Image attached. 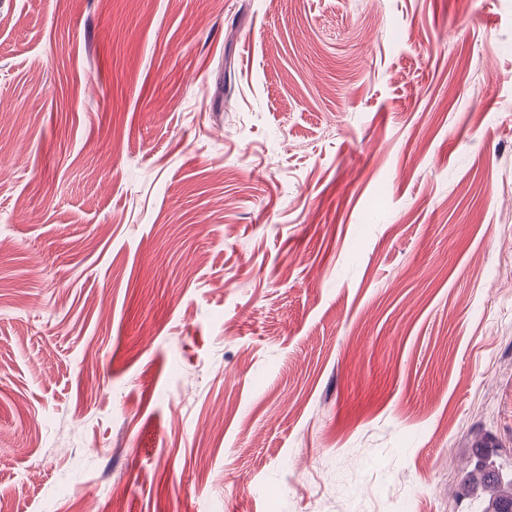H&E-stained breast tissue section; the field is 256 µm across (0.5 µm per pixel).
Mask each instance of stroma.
<instances>
[{
    "instance_id": "1",
    "label": "stroma",
    "mask_w": 512,
    "mask_h": 512,
    "mask_svg": "<svg viewBox=\"0 0 512 512\" xmlns=\"http://www.w3.org/2000/svg\"><path fill=\"white\" fill-rule=\"evenodd\" d=\"M11 512H477L512 469V0H0Z\"/></svg>"
}]
</instances>
